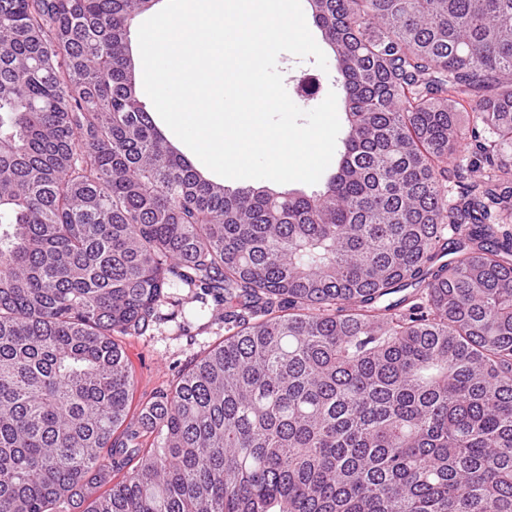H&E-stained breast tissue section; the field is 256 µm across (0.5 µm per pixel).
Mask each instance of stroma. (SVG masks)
<instances>
[{
    "label": "stroma",
    "mask_w": 512,
    "mask_h": 512,
    "mask_svg": "<svg viewBox=\"0 0 512 512\" xmlns=\"http://www.w3.org/2000/svg\"><path fill=\"white\" fill-rule=\"evenodd\" d=\"M277 67L283 75L286 90H293L300 74L319 73L321 78L318 96L296 98L295 103L309 110L320 104L329 92L339 91L335 68L319 71L313 58H299L289 53L280 54ZM179 306H163L161 318L145 335L126 336L121 345L132 368L135 387L132 410H139L141 404L152 399L159 392L168 389L178 372L189 364L196 355L225 336L224 306L215 299L199 302L193 290L173 289Z\"/></svg>",
    "instance_id": "1"
}]
</instances>
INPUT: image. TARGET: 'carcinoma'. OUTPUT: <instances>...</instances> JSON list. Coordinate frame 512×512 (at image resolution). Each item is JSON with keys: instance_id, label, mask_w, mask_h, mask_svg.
Masks as SVG:
<instances>
[{"instance_id": "carcinoma-1", "label": "carcinoma", "mask_w": 512, "mask_h": 512, "mask_svg": "<svg viewBox=\"0 0 512 512\" xmlns=\"http://www.w3.org/2000/svg\"><path fill=\"white\" fill-rule=\"evenodd\" d=\"M155 2L0 0V512H512V0H312L310 195L167 142ZM185 287L227 334L134 420L119 338ZM302 8L305 14L306 22L309 30L314 36L316 42L321 47L323 52L327 57L328 70L325 72L321 70L316 64L314 57H306V58H298L289 53H282L278 56L277 59V67L279 71L283 75L285 88L293 100V102L304 110H309L320 104L327 96L329 91H334L337 96V113L341 123V130L337 138L336 143V153L333 156L332 162L326 171L323 173L319 182L315 185H307L304 183L294 182L288 184H277L268 180H231L224 178V185L229 189H235L239 187L245 186H260L265 185L272 188L278 189H296L300 191H304L306 193H311L312 191H316L322 188L325 181L336 173V167L339 159L338 148L340 146V138L342 137V132L344 128V108L342 102V92L340 85L337 81V73L334 62V56L331 52L330 48L324 42L321 32L319 29L313 24L311 18L310 5L308 0H301ZM313 72L320 76L321 84L319 94L313 98H301L295 95L294 86L297 82L298 75H304L305 72Z\"/></svg>"}]
</instances>
